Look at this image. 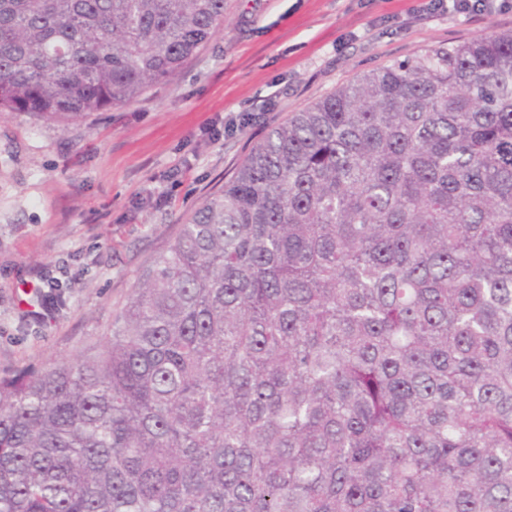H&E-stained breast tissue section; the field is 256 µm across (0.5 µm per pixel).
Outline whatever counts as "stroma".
I'll use <instances>...</instances> for the list:
<instances>
[{
    "instance_id": "obj_1",
    "label": "stroma",
    "mask_w": 512,
    "mask_h": 512,
    "mask_svg": "<svg viewBox=\"0 0 512 512\" xmlns=\"http://www.w3.org/2000/svg\"><path fill=\"white\" fill-rule=\"evenodd\" d=\"M420 2L226 0L213 38L131 104L65 127L0 110V375L100 339L196 207L292 112L363 72L512 31V8L429 15Z\"/></svg>"
}]
</instances>
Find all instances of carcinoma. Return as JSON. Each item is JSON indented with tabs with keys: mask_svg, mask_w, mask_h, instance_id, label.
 <instances>
[{
	"mask_svg": "<svg viewBox=\"0 0 512 512\" xmlns=\"http://www.w3.org/2000/svg\"><path fill=\"white\" fill-rule=\"evenodd\" d=\"M225 0H0V107L166 80ZM0 512H512V33L268 130L93 346L0 376Z\"/></svg>",
	"mask_w": 512,
	"mask_h": 512,
	"instance_id": "1",
	"label": "carcinoma"
}]
</instances>
